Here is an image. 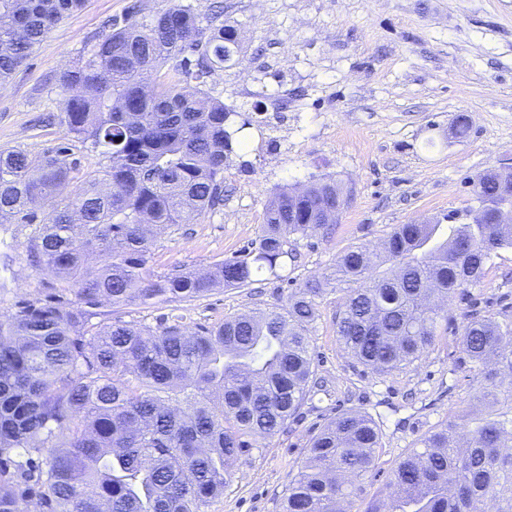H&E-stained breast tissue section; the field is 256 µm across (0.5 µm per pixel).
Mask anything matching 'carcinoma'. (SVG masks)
<instances>
[{
    "instance_id": "carcinoma-1",
    "label": "carcinoma",
    "mask_w": 512,
    "mask_h": 512,
    "mask_svg": "<svg viewBox=\"0 0 512 512\" xmlns=\"http://www.w3.org/2000/svg\"><path fill=\"white\" fill-rule=\"evenodd\" d=\"M84 0H0V85ZM109 33L60 72V118L108 164L44 212L80 160L60 144L39 155L0 150V221L33 224V261L72 289L22 301L0 319V512H201L224 494L251 440L299 415L319 386L309 326L330 281L308 279L287 303L211 326L175 307L156 326L91 323L92 309L136 300L192 302L253 275L279 278L290 235L328 234L336 181L283 188L267 202L257 245L200 272L148 266L149 229L193 224L224 202L234 151L229 113L207 86L232 59L236 27L224 6L203 15L182 0ZM507 174L474 182V222L426 248L435 224H401L378 255L336 260L348 285L336 338L363 366L387 373L448 332L441 309L480 282L492 254L512 249V224L493 223L512 196ZM106 257L87 271L92 254ZM390 262L389 272L374 267ZM460 343L478 368L484 415L450 421L394 463L385 487L361 498L381 433L371 415L342 413L311 440L288 484L284 512H512V318L474 316Z\"/></svg>"
}]
</instances>
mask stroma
<instances>
[{
    "label": "stroma",
    "instance_id": "1",
    "mask_svg": "<svg viewBox=\"0 0 512 512\" xmlns=\"http://www.w3.org/2000/svg\"><path fill=\"white\" fill-rule=\"evenodd\" d=\"M134 0H85L35 47L0 86V149L37 155L65 142L57 75L106 33ZM242 50L208 86L230 111L229 128L250 144L224 166V204L196 223L153 241L150 266L161 274L204 270L258 241L270 195L335 179L351 193L331 235L290 236L295 255L286 280L263 272L247 288H223L191 302L199 324L286 303L304 281L330 277L337 258L357 246L380 248L400 224H438L476 206L473 181L512 164V0H224ZM468 114L467 138L448 135ZM36 224H0V318L35 298L55 275L33 264ZM343 290H327L310 327L322 393L298 417L242 453L221 498L203 512H283L288 482L310 438L348 410L381 428L380 457L365 495L384 487L393 463L430 430L477 410V369L459 339L472 313L512 310V250L493 254L486 275L445 307L448 334L401 369L380 374L357 363L336 339ZM166 302L102 304L98 320L156 325Z\"/></svg>",
    "mask_w": 512,
    "mask_h": 512
}]
</instances>
